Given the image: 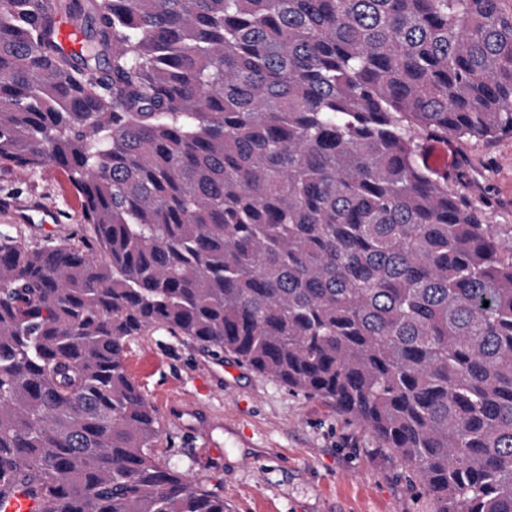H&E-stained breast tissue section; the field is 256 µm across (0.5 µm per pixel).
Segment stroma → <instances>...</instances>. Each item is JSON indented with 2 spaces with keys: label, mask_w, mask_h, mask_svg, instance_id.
I'll list each match as a JSON object with an SVG mask.
<instances>
[{
  "label": "stroma",
  "mask_w": 512,
  "mask_h": 512,
  "mask_svg": "<svg viewBox=\"0 0 512 512\" xmlns=\"http://www.w3.org/2000/svg\"><path fill=\"white\" fill-rule=\"evenodd\" d=\"M458 190L488 223L512 234V136L434 143ZM35 198L63 217L60 231L15 223L0 208V234L36 245L72 236L81 204L67 175H16L0 161V200ZM126 366L163 430L154 453L217 489L229 512H432L396 456L329 403L289 391L231 357L216 358L162 328L133 337Z\"/></svg>",
  "instance_id": "stroma-1"
}]
</instances>
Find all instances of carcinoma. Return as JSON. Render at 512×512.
I'll use <instances>...</instances> for the list:
<instances>
[{"label":"carcinoma","instance_id":"carcinoma-1","mask_svg":"<svg viewBox=\"0 0 512 512\" xmlns=\"http://www.w3.org/2000/svg\"><path fill=\"white\" fill-rule=\"evenodd\" d=\"M502 135L512 0H0V159L81 203L0 235V501L227 512L152 453L125 356L164 327L335 406L434 512H512V245L424 161Z\"/></svg>","mask_w":512,"mask_h":512}]
</instances>
